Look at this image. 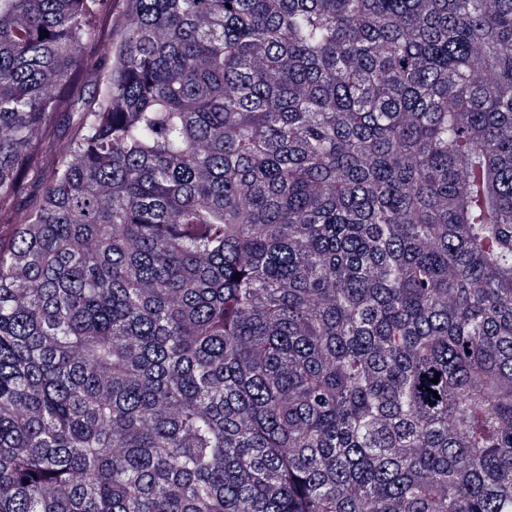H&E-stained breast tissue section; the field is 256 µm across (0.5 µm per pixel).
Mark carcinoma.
I'll use <instances>...</instances> for the list:
<instances>
[{
  "instance_id": "cac0c4a2",
  "label": "carcinoma",
  "mask_w": 512,
  "mask_h": 512,
  "mask_svg": "<svg viewBox=\"0 0 512 512\" xmlns=\"http://www.w3.org/2000/svg\"><path fill=\"white\" fill-rule=\"evenodd\" d=\"M107 2L0 0V512H512V0H126L77 108ZM124 1H111L107 13L98 20V32L88 49L90 65L81 68L71 87L72 100L79 106L100 94L106 84L110 71L107 59L118 35L117 22L125 13ZM71 137V131L68 128L64 117H59L53 129H50L46 136V150L43 156V167L49 171L56 165V162L62 156V147Z\"/></svg>"
}]
</instances>
